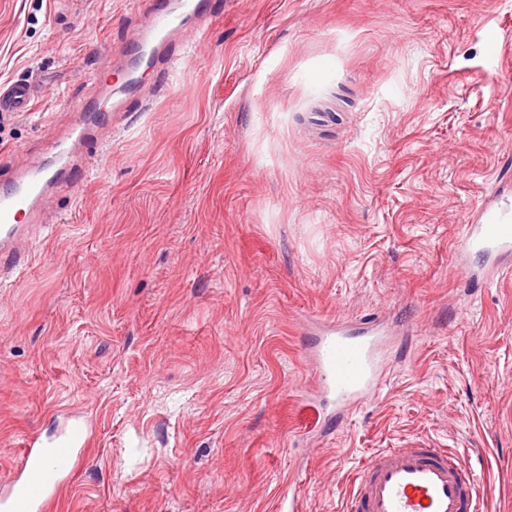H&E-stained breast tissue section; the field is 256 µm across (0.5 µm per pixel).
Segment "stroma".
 <instances>
[{"instance_id":"35a3bbf8","label":"stroma","mask_w":512,"mask_h":512,"mask_svg":"<svg viewBox=\"0 0 512 512\" xmlns=\"http://www.w3.org/2000/svg\"><path fill=\"white\" fill-rule=\"evenodd\" d=\"M175 71L133 68L153 0H0L14 159L74 153L18 286L0 287V483L30 433L94 441L55 512H342L382 448L462 454L512 512V276L458 254L512 201V0H206ZM112 77L111 90L94 81ZM391 332L379 398L333 429L313 320ZM35 99L33 86L14 82L0 90V112H26Z\"/></svg>"}]
</instances>
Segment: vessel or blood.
<instances>
[{"instance_id":"obj_1","label":"vessel or blood","mask_w":512,"mask_h":512,"mask_svg":"<svg viewBox=\"0 0 512 512\" xmlns=\"http://www.w3.org/2000/svg\"><path fill=\"white\" fill-rule=\"evenodd\" d=\"M201 0H180L178 7L159 5L135 48L150 45L151 64L174 58L176 42L199 35L195 23ZM35 98L31 84L0 88V112H25ZM60 172L28 164L14 168L11 187L0 192V280L21 279L29 266L27 239L38 224ZM464 250L512 254V205L486 208L481 220L466 225ZM385 328L374 321L357 326L343 321L321 324L314 331L309 356L315 388L322 401L344 419L359 404L376 399L382 388ZM92 434L80 420L66 423L49 440L25 438L22 459L5 488L0 512H49ZM480 490L460 458L445 448L415 445L384 448L372 454L353 479L346 512H479Z\"/></svg>"}]
</instances>
